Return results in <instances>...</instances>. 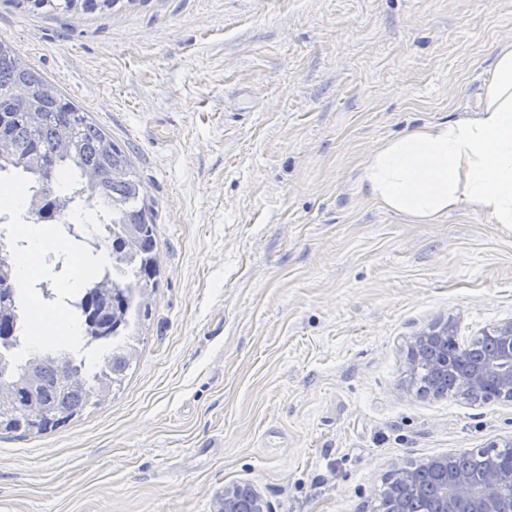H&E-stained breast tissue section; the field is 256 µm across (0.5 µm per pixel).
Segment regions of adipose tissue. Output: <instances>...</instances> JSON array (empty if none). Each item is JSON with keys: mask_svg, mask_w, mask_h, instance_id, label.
<instances>
[{"mask_svg": "<svg viewBox=\"0 0 512 512\" xmlns=\"http://www.w3.org/2000/svg\"><path fill=\"white\" fill-rule=\"evenodd\" d=\"M360 181L372 201L419 224L461 209L512 224V46L499 51L473 114L376 145Z\"/></svg>", "mask_w": 512, "mask_h": 512, "instance_id": "ef3b65f1", "label": "adipose tissue"}]
</instances>
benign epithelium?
Returning <instances> with one entry per match:
<instances>
[{
    "instance_id": "benign-epithelium-1",
    "label": "benign epithelium",
    "mask_w": 512,
    "mask_h": 512,
    "mask_svg": "<svg viewBox=\"0 0 512 512\" xmlns=\"http://www.w3.org/2000/svg\"><path fill=\"white\" fill-rule=\"evenodd\" d=\"M453 326L433 327L412 336L406 348L409 369L414 371L421 356L430 348L447 346ZM494 351L479 357L459 383L463 396L494 391L497 398L512 401V322L493 332ZM447 458L423 459L394 468L391 512H408L407 497L418 486L419 476L434 473V492L422 512H512V466L507 468L494 458L479 473H460L448 477ZM224 512H270L267 502L250 484L224 489Z\"/></svg>"
}]
</instances>
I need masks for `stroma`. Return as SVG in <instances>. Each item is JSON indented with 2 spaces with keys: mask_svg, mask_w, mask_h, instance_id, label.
Returning <instances> with one entry per match:
<instances>
[{
  "mask_svg": "<svg viewBox=\"0 0 512 512\" xmlns=\"http://www.w3.org/2000/svg\"><path fill=\"white\" fill-rule=\"evenodd\" d=\"M0 40L127 150L162 269L122 389L0 439V512H213L235 483L370 512L395 465L512 438V402L420 395L404 353L512 321V227L417 224L359 180L372 146L474 111L512 0H0ZM19 8L34 15L60 17L85 14H112L117 7L133 4L137 0H13ZM119 5V6H118Z\"/></svg>",
  "mask_w": 512,
  "mask_h": 512,
  "instance_id": "35a3bbf8",
  "label": "stroma"
}]
</instances>
